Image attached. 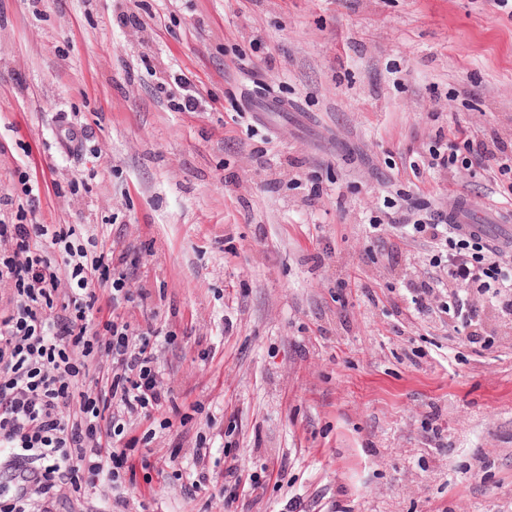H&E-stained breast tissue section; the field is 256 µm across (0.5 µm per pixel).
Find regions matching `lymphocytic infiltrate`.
Returning <instances> with one entry per match:
<instances>
[{"instance_id":"f902f5d3","label":"lymphocytic infiltrate","mask_w":512,"mask_h":512,"mask_svg":"<svg viewBox=\"0 0 512 512\" xmlns=\"http://www.w3.org/2000/svg\"><path fill=\"white\" fill-rule=\"evenodd\" d=\"M496 167L512 180V149L457 130L429 150V168ZM387 215L393 228L428 238L438 276L408 280L416 317L446 314L475 350L494 341L481 324L486 306L512 323V248L489 240L475 224H452L446 210H424L401 194ZM131 290L126 256L87 248L69 224H37L27 210L0 220V452L31 473L0 512H55L61 490L82 496L118 485L132 468L129 452L153 431L135 435L131 420L170 410L187 428L201 403H178L158 366L159 344L171 341L156 316L133 326L125 306L144 305Z\"/></svg>"}]
</instances>
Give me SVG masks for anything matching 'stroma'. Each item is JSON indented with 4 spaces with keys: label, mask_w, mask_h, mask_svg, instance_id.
<instances>
[{
    "label": "stroma",
    "mask_w": 512,
    "mask_h": 512,
    "mask_svg": "<svg viewBox=\"0 0 512 512\" xmlns=\"http://www.w3.org/2000/svg\"><path fill=\"white\" fill-rule=\"evenodd\" d=\"M180 73L211 108L171 109ZM459 127L512 141L495 0H0V217L26 172L37 223L136 257L150 299L125 314L168 324L161 371L203 405L181 436L164 409L134 421L156 434L122 512H225L191 486L200 433L210 476L228 448L282 468L248 512H512V324L486 315L478 353L445 314L412 320L401 285L433 246L384 221L400 191L462 197L512 237V180L425 164Z\"/></svg>",
    "instance_id": "1"
}]
</instances>
